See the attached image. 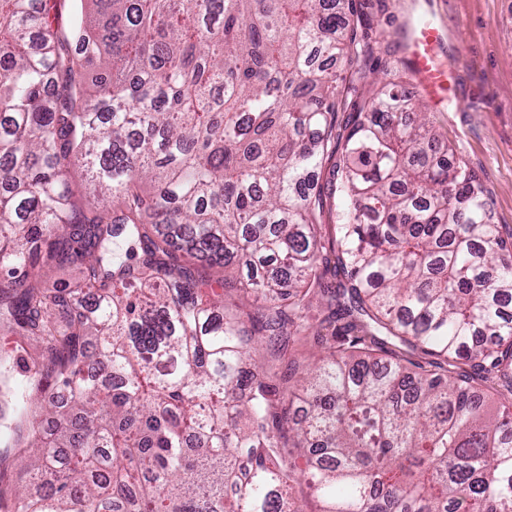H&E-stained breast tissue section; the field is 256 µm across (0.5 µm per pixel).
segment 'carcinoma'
<instances>
[{
  "instance_id": "1",
  "label": "carcinoma",
  "mask_w": 512,
  "mask_h": 512,
  "mask_svg": "<svg viewBox=\"0 0 512 512\" xmlns=\"http://www.w3.org/2000/svg\"><path fill=\"white\" fill-rule=\"evenodd\" d=\"M80 2L68 39L58 0H0V323L47 353L18 386L0 360L33 457L0 512H302V481L320 512H512V233L415 97L328 67L374 56L354 0ZM49 262L82 279L47 293ZM258 331L325 355L273 384ZM60 396L83 425L46 441Z\"/></svg>"
}]
</instances>
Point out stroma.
<instances>
[{
	"instance_id": "stroma-1",
	"label": "stroma",
	"mask_w": 512,
	"mask_h": 512,
	"mask_svg": "<svg viewBox=\"0 0 512 512\" xmlns=\"http://www.w3.org/2000/svg\"><path fill=\"white\" fill-rule=\"evenodd\" d=\"M438 17L454 83L443 106L427 104L435 133L482 180L495 222L512 232V0H359L377 52H390L396 82L412 90L401 16L409 3Z\"/></svg>"
}]
</instances>
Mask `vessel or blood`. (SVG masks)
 Returning a JSON list of instances; mask_svg holds the SVG:
<instances>
[{"label":"vessel or blood","instance_id":"obj_1","mask_svg":"<svg viewBox=\"0 0 512 512\" xmlns=\"http://www.w3.org/2000/svg\"><path fill=\"white\" fill-rule=\"evenodd\" d=\"M444 45L442 29L432 18L420 16L412 21L405 52L418 87L434 100L441 99L450 87L451 71L438 60Z\"/></svg>","mask_w":512,"mask_h":512}]
</instances>
